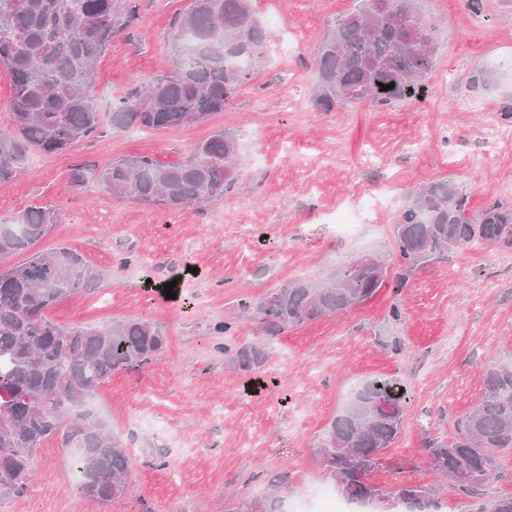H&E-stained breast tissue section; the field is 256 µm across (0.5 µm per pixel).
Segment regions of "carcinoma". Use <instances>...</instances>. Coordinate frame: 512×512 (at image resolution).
Returning a JSON list of instances; mask_svg holds the SVG:
<instances>
[{
  "mask_svg": "<svg viewBox=\"0 0 512 512\" xmlns=\"http://www.w3.org/2000/svg\"><path fill=\"white\" fill-rule=\"evenodd\" d=\"M136 17V0H0V68L9 77L13 130L0 133V186L18 172L29 151L61 154L98 130L93 77L117 33ZM438 21L416 0H357L320 43L315 103L331 112L346 103L385 108L413 97L434 68ZM171 71L112 106L110 125L178 130L222 112L251 80L268 32L252 0H192L178 16ZM394 84L383 91L380 85ZM239 143L218 131L191 156L163 164L150 156L116 158L96 180L111 193L140 204L177 210L232 192ZM469 195L457 184L423 186L398 212L394 224L400 290L418 266L475 240L512 246V208L492 203L472 223ZM54 212L43 206L0 224V259L45 236ZM370 266L358 282L314 284L297 279L260 305L268 331L299 326L347 312L370 301L388 279ZM100 272L76 250L60 245L0 269V496L27 490L34 455L57 440L79 475V493L99 503L122 497L130 460L109 419L90 405L97 387L116 371L153 361L166 336L144 318L103 326L62 325L50 311L91 288ZM255 344L240 345L228 363L250 376L267 361ZM480 402L457 423V435L441 440L425 432L424 452L449 479L463 512H512V494L490 492L500 461L512 453V365L486 367ZM405 416L404 392L391 379L368 380L325 429L316 448L321 464L338 480L347 501L359 505L396 501L409 512H434L438 487L401 480L389 491L369 481L395 444ZM282 476L263 499H243L236 512H283Z\"/></svg>",
  "mask_w": 512,
  "mask_h": 512,
  "instance_id": "cac0c4a2",
  "label": "carcinoma"
}]
</instances>
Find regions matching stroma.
Here are the masks:
<instances>
[{
  "label": "stroma",
  "mask_w": 512,
  "mask_h": 512,
  "mask_svg": "<svg viewBox=\"0 0 512 512\" xmlns=\"http://www.w3.org/2000/svg\"><path fill=\"white\" fill-rule=\"evenodd\" d=\"M190 2L137 0L134 24L97 67L98 131L63 154L31 152L0 186V224L50 206L56 221L33 251L64 244L105 274L52 309L56 321L148 318L167 336L150 364L114 373L92 401L129 454L125 496L83 498L66 451L49 440L25 494L0 497V512H235L284 472L287 500L306 497L334 482L315 453L325 428L375 378L398 380L409 403L372 483H431L426 434H455L482 397L486 366L512 360V249L479 240L416 269L401 292L384 287L363 305L274 336L258 310L288 281H325L357 255L396 259L395 216L428 182L466 188L474 219L491 203L512 208V142L484 141L512 92V7L486 0L477 17L466 0H419L439 22L436 67L420 94L388 108L325 112L314 104V58L354 0H252L269 39L224 111L176 131L113 132V102L168 73L170 31ZM480 69L489 83L476 88ZM218 130L238 139V181L204 205L172 211L126 201L92 178L69 181L74 164L94 169L123 155L180 162ZM177 273L179 301L162 299L155 283ZM225 321L231 335L215 334ZM252 342L269 353L258 371L268 385L257 394L224 354Z\"/></svg>",
  "instance_id": "35a3bbf8"
}]
</instances>
